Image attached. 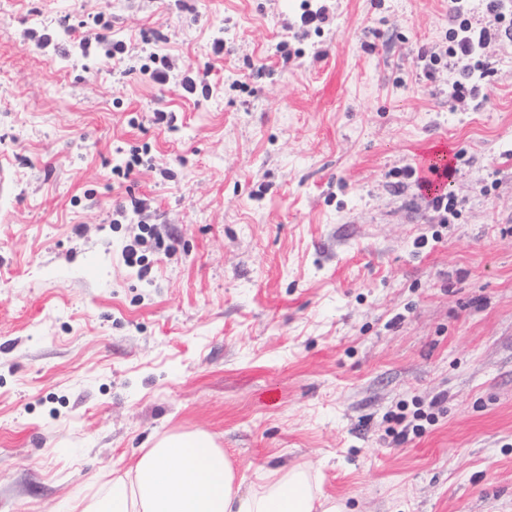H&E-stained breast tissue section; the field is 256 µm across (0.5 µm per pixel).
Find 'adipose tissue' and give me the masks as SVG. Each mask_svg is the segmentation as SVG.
Listing matches in <instances>:
<instances>
[{
	"label": "adipose tissue",
	"instance_id": "ef3b65f1",
	"mask_svg": "<svg viewBox=\"0 0 512 512\" xmlns=\"http://www.w3.org/2000/svg\"><path fill=\"white\" fill-rule=\"evenodd\" d=\"M81 512H344L318 496L311 473L295 468L262 476L258 488L242 491L237 472L204 431L173 432L135 456L101 496Z\"/></svg>",
	"mask_w": 512,
	"mask_h": 512
}]
</instances>
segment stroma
Returning <instances> with one entry per match:
<instances>
[{"instance_id": "obj_1", "label": "stroma", "mask_w": 512, "mask_h": 512, "mask_svg": "<svg viewBox=\"0 0 512 512\" xmlns=\"http://www.w3.org/2000/svg\"><path fill=\"white\" fill-rule=\"evenodd\" d=\"M448 5L0 0V512L192 431L247 491L305 466L348 512H512V38L486 104L449 98ZM444 150L445 222L399 174ZM145 224L172 248L128 266Z\"/></svg>"}]
</instances>
